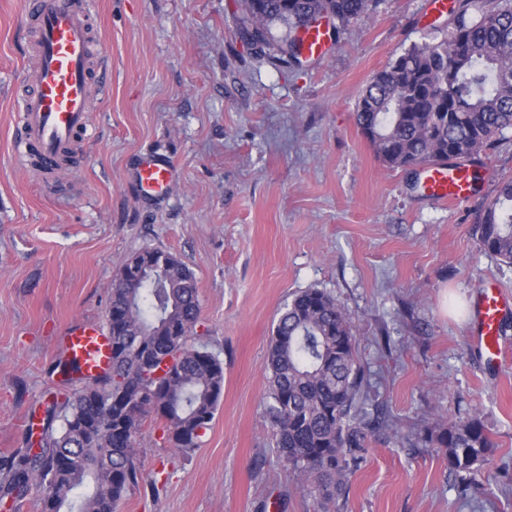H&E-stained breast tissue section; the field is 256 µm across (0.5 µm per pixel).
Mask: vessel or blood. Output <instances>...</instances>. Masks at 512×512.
Here are the masks:
<instances>
[{
  "label": "vessel or blood",
  "instance_id": "vessel-or-blood-1",
  "mask_svg": "<svg viewBox=\"0 0 512 512\" xmlns=\"http://www.w3.org/2000/svg\"><path fill=\"white\" fill-rule=\"evenodd\" d=\"M32 33L37 57L35 70L25 80L28 91L16 101L15 147L19 164L34 169L44 185L55 184L77 139L91 126L92 85L106 71L103 46L96 36L83 0H27L24 17ZM303 55L317 59L329 48L327 32L316 24L300 34ZM430 198L452 205L473 194L467 165L438 162L424 170ZM136 180L147 196L167 192L170 165L156 155L144 157ZM512 311V300L499 288L484 286L477 298L473 340L489 366L499 364L504 351L501 320ZM65 358L76 362L84 376L110 364L109 334L98 322L78 321L67 327L59 341Z\"/></svg>",
  "mask_w": 512,
  "mask_h": 512
}]
</instances>
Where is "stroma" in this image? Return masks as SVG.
<instances>
[{
    "label": "stroma",
    "instance_id": "35a3bbf8",
    "mask_svg": "<svg viewBox=\"0 0 512 512\" xmlns=\"http://www.w3.org/2000/svg\"><path fill=\"white\" fill-rule=\"evenodd\" d=\"M433 2L380 0L328 57L291 67L247 44L234 0H89L111 66L76 163L47 187L14 158L30 36L23 0H0V457L23 453L48 394L73 388L61 331L106 321L120 269L158 249L195 274L192 340L219 354L224 394L184 452L146 419L118 512H276L274 492L283 512H512V358L490 368L468 340L479 288L512 296V266L472 236L512 179V139L479 157L475 198L444 207L421 171L384 168L354 117L375 72L449 29ZM146 153L174 168L164 196L132 179ZM309 288L344 306L370 395L402 431L481 416L495 452L474 484L460 489L434 448L379 437L322 506L279 461L267 348Z\"/></svg>",
    "mask_w": 512,
    "mask_h": 512
}]
</instances>
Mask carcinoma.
<instances>
[{"label": "carcinoma", "instance_id": "carcinoma-1", "mask_svg": "<svg viewBox=\"0 0 512 512\" xmlns=\"http://www.w3.org/2000/svg\"><path fill=\"white\" fill-rule=\"evenodd\" d=\"M379 0H242L240 28L261 52L300 62L299 31L327 17L338 32ZM450 30L414 44L377 72L355 108L358 127L389 169L474 161L512 131V0H455ZM282 29L280 37L272 28ZM473 235L512 265V180L485 204ZM139 275L134 254L112 284V372L45 408L40 451L0 458V498L43 488L41 512H117L138 485L137 438L150 415L177 451L199 445L224 392V364L191 342L199 312L193 271L156 250ZM267 415L279 457L319 500L336 498L375 430L401 431L368 396L358 339L337 300L312 288L280 311L267 356ZM62 429H54L57 419ZM462 482L494 452L479 414L417 437Z\"/></svg>", "mask_w": 512, "mask_h": 512}]
</instances>
